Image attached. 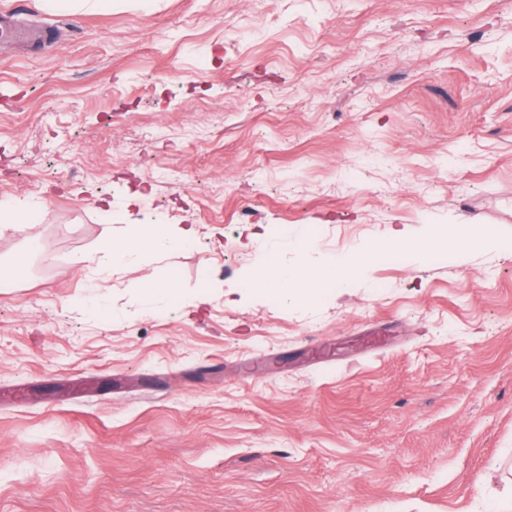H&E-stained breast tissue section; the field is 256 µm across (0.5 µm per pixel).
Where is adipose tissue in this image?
Listing matches in <instances>:
<instances>
[{"mask_svg": "<svg viewBox=\"0 0 512 512\" xmlns=\"http://www.w3.org/2000/svg\"><path fill=\"white\" fill-rule=\"evenodd\" d=\"M196 237L193 225L172 228L165 224H130L120 241L105 240L102 250L111 259L112 265H120L138 251L151 250L158 253L175 250ZM350 269L342 261L334 260L328 263H307L300 278H293L287 268L276 262H269L262 283L268 288H291L295 284L306 287H317L329 275L342 278L349 275Z\"/></svg>", "mask_w": 512, "mask_h": 512, "instance_id": "ef3b65f1", "label": "adipose tissue"}]
</instances>
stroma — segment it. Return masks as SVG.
<instances>
[{
	"instance_id": "1",
	"label": "stroma",
	"mask_w": 512,
	"mask_h": 512,
	"mask_svg": "<svg viewBox=\"0 0 512 512\" xmlns=\"http://www.w3.org/2000/svg\"><path fill=\"white\" fill-rule=\"evenodd\" d=\"M12 7L54 37L0 48V512H506L512 0ZM147 222L197 237L110 266ZM351 272L352 269L340 260L322 264L309 262L304 267L303 275L293 278L287 268L271 260L265 269L262 284L268 288H293L295 283L299 282L307 288H315L328 275L334 274L342 278Z\"/></svg>"
}]
</instances>
